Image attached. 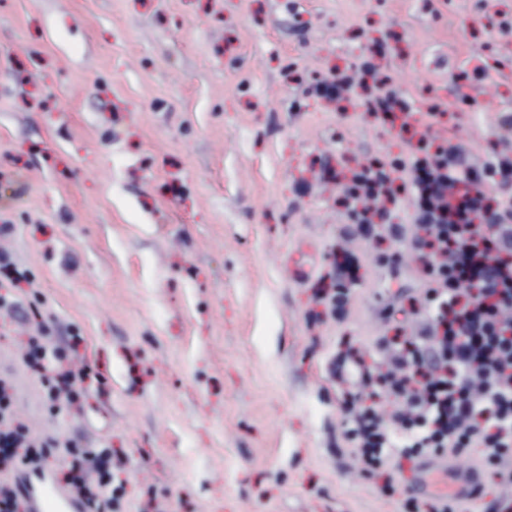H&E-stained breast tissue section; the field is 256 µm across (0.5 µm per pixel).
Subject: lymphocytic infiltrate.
Wrapping results in <instances>:
<instances>
[{"mask_svg": "<svg viewBox=\"0 0 512 512\" xmlns=\"http://www.w3.org/2000/svg\"><path fill=\"white\" fill-rule=\"evenodd\" d=\"M360 71L374 79L361 99L367 112L384 122L410 114L390 75L369 59ZM411 149V162L374 159L351 170L338 199L360 234L379 240L389 228L376 220L378 204L410 192L408 246L426 282L424 304L411 309L417 332L378 341L386 367L367 364L352 346L337 352L330 374L344 439L368 476L396 455L417 467L430 455L473 450L498 484L512 487V156L492 151L476 168L426 128ZM23 363L55 413L79 403L91 374L44 335L29 337ZM60 446L68 450L65 480L85 512H121L126 481L111 446L32 437L1 379L0 467L23 469Z\"/></svg>", "mask_w": 512, "mask_h": 512, "instance_id": "1", "label": "lymphocytic infiltrate"}]
</instances>
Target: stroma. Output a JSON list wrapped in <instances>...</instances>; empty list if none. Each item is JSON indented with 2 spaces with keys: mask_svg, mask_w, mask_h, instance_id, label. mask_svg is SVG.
<instances>
[{
  "mask_svg": "<svg viewBox=\"0 0 512 512\" xmlns=\"http://www.w3.org/2000/svg\"><path fill=\"white\" fill-rule=\"evenodd\" d=\"M378 45L409 102L441 104L433 133L512 151V0H0V250L34 279L6 291L0 377L34 434L111 444L124 512H399L327 369L345 343L374 363L425 286L319 175L408 148L312 90ZM344 248L338 317L320 298ZM34 306L96 373L60 416L21 363Z\"/></svg>",
  "mask_w": 512,
  "mask_h": 512,
  "instance_id": "obj_1",
  "label": "stroma"
}]
</instances>
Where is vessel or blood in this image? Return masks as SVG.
<instances>
[{"label":"vessel or blood","instance_id":"obj_1","mask_svg":"<svg viewBox=\"0 0 512 512\" xmlns=\"http://www.w3.org/2000/svg\"><path fill=\"white\" fill-rule=\"evenodd\" d=\"M29 512H81L80 504L65 490L44 479L32 482L29 472L17 477ZM484 476L476 467H460L455 458H426L412 486V494L420 499L438 496L449 500L452 512H471L483 501Z\"/></svg>","mask_w":512,"mask_h":512}]
</instances>
